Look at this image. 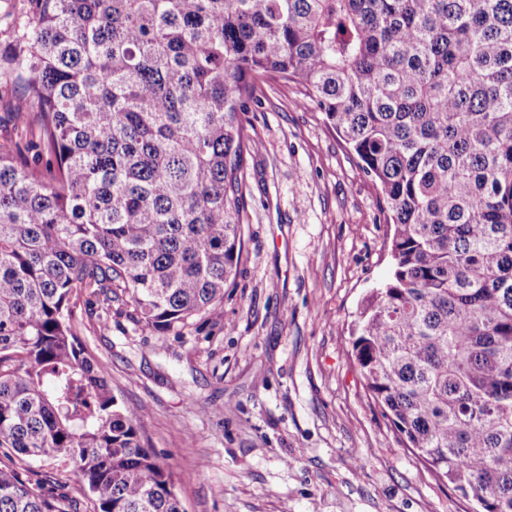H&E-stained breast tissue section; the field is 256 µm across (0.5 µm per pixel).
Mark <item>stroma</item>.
<instances>
[{"instance_id": "obj_1", "label": "stroma", "mask_w": 512, "mask_h": 512, "mask_svg": "<svg viewBox=\"0 0 512 512\" xmlns=\"http://www.w3.org/2000/svg\"><path fill=\"white\" fill-rule=\"evenodd\" d=\"M294 82L262 83L242 116L245 254L224 302L182 336L112 327L77 304L143 441L179 479L186 512H468L405 448L349 359L361 304L390 275L375 183Z\"/></svg>"}]
</instances>
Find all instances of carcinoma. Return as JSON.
I'll return each instance as SVG.
<instances>
[{"instance_id": "carcinoma-1", "label": "carcinoma", "mask_w": 512, "mask_h": 512, "mask_svg": "<svg viewBox=\"0 0 512 512\" xmlns=\"http://www.w3.org/2000/svg\"><path fill=\"white\" fill-rule=\"evenodd\" d=\"M0 58L38 132L0 146V512H185L77 300L176 336L224 301L264 78L303 86L385 201L392 271L350 354L369 396L512 512V0H28Z\"/></svg>"}]
</instances>
